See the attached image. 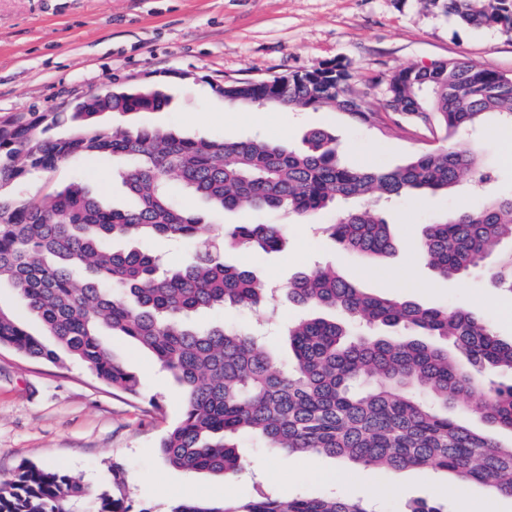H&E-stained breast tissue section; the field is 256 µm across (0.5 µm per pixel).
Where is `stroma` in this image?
Returning <instances> with one entry per match:
<instances>
[{"mask_svg":"<svg viewBox=\"0 0 512 512\" xmlns=\"http://www.w3.org/2000/svg\"><path fill=\"white\" fill-rule=\"evenodd\" d=\"M349 66L353 85L380 105L384 83L394 71L457 59L512 74V29L470 28L431 5L430 0H0V118L29 112H63L101 84H125L150 74L171 97L161 112L114 118L115 128L158 125L192 138L248 139L262 136L300 146L313 128L334 129L346 163L394 168L421 149V142L386 138L326 109L301 112L250 108L225 102L210 81L286 76L334 60ZM512 127L489 121L476 143L494 188L462 182L446 194H425L388 207L395 241L392 255L366 262L341 251L321 231L336 209L307 218L284 211L210 213L214 225L277 224L281 251H228L225 263L257 270L269 284L283 285L298 273L336 265L356 286L406 297L425 307L460 306L484 315L498 336L512 339L504 309L512 293L495 287L486 272L444 278L419 260L415 245L427 222L461 208L481 205L488 191L512 192V162L503 150ZM122 163L74 157L50 172L28 175L20 188L31 202L82 184L105 205L124 206L117 178ZM305 310L287 298L276 320L264 311H202L201 325L221 322L260 331L268 348L288 358L285 327ZM113 356L133 372L141 393L131 396L100 382L74 358L52 364L0 345V480L34 464L64 470L85 487L80 512H95L97 497L112 485V466L126 470L122 507L131 512H171L184 498L242 503L264 492L277 498L337 493V478L350 495L375 512H406L412 501L441 502L459 512L462 500L486 512H512V497L491 485L458 484L454 475L429 466L373 473L367 488L360 465L318 456H274L249 435L239 446L248 465L233 480L172 468L157 447L182 414L184 398L172 376L152 355L122 336L105 337Z\"/></svg>","mask_w":512,"mask_h":512,"instance_id":"obj_1","label":"stroma"}]
</instances>
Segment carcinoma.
Returning <instances> with one entry per match:
<instances>
[{"instance_id": "cac0c4a2", "label": "carcinoma", "mask_w": 512, "mask_h": 512, "mask_svg": "<svg viewBox=\"0 0 512 512\" xmlns=\"http://www.w3.org/2000/svg\"><path fill=\"white\" fill-rule=\"evenodd\" d=\"M464 26L512 28V0H443ZM348 64L324 65L322 76L229 82L231 103L338 110L384 137L437 138L448 145L420 149L394 169L349 167L338 160L336 134L309 130L294 150L264 139H191L171 129H110L105 115L163 110L168 99L150 87L100 97L88 94L72 113L75 130L45 136L61 112H31L0 122V189L72 157H122L119 173L133 205L105 207L80 185L33 205L22 193L0 195V279L7 278L30 313L54 337L49 348L0 309V344L51 363L60 353L80 359L115 390L137 396L140 381L101 340L112 331L150 352L184 391L182 416L161 440L176 469L230 478L246 462L238 438L248 434L279 454L326 455L374 471L434 466L459 481L487 483L512 495V443L472 430L448 415L464 414L512 434V341L482 316L460 307H422L404 297L357 287L334 267L302 272L282 290L308 314L288 324L294 353L280 363L262 336L224 324L200 326L202 310L256 309L278 290L247 267L224 263V251L265 254L281 249L277 224H232L214 236L204 219L168 189L172 176L195 197L223 211L283 210L309 216L338 203L326 232L344 250L376 262L395 251L383 213L363 204L448 191L464 179L491 174L461 136L493 115L512 126V85L481 65L440 60L408 66L386 80L378 108L348 83ZM163 236L190 243L188 260L168 269L141 249L114 251L115 238ZM420 257L446 278L463 277L490 261L493 282L512 292V196L490 197L424 225ZM436 336L453 352L422 340ZM84 487L65 472L25 466L0 481V512H71ZM172 512H372L339 496L280 500L260 494L244 504L183 501Z\"/></svg>"}]
</instances>
